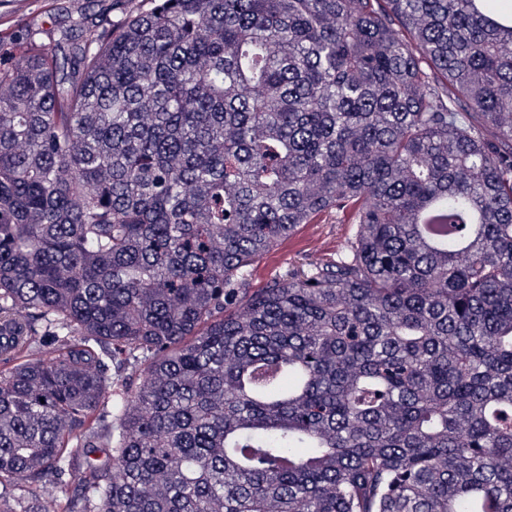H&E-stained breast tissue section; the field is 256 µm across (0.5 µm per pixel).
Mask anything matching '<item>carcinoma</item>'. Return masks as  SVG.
Returning a JSON list of instances; mask_svg holds the SVG:
<instances>
[{
  "instance_id": "carcinoma-1",
  "label": "carcinoma",
  "mask_w": 512,
  "mask_h": 512,
  "mask_svg": "<svg viewBox=\"0 0 512 512\" xmlns=\"http://www.w3.org/2000/svg\"><path fill=\"white\" fill-rule=\"evenodd\" d=\"M1 328L0 512H512V0L0 37ZM346 211L335 219L322 218L320 224H305L290 238L282 241L260 262L255 264L248 277L252 288H262L279 277L289 267L320 263L336 256L345 240L355 231Z\"/></svg>"
}]
</instances>
